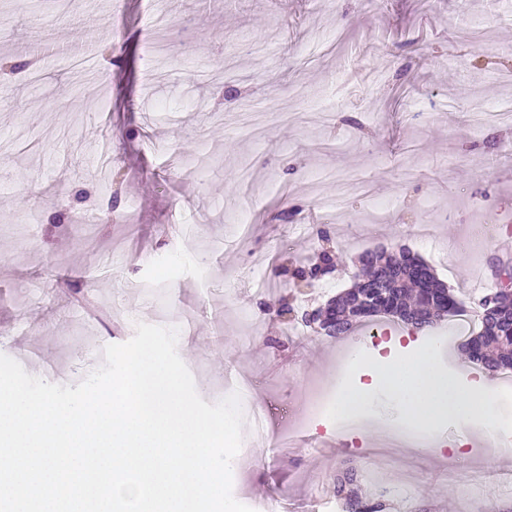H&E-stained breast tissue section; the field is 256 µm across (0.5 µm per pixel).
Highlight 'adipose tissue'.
<instances>
[{
  "label": "adipose tissue",
  "mask_w": 512,
  "mask_h": 512,
  "mask_svg": "<svg viewBox=\"0 0 512 512\" xmlns=\"http://www.w3.org/2000/svg\"><path fill=\"white\" fill-rule=\"evenodd\" d=\"M365 380H346L341 409L361 434L416 433L439 451L437 432L446 421L459 429L461 445L478 431L498 427L502 413L495 390L485 379L463 388L441 367L440 350L405 353L401 361H363Z\"/></svg>",
  "instance_id": "1"
}]
</instances>
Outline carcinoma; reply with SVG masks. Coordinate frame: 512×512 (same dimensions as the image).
<instances>
[{
	"label": "carcinoma",
	"mask_w": 512,
	"mask_h": 512,
	"mask_svg": "<svg viewBox=\"0 0 512 512\" xmlns=\"http://www.w3.org/2000/svg\"><path fill=\"white\" fill-rule=\"evenodd\" d=\"M363 274L354 286L335 296L334 336H346L365 325L366 319L392 317L418 331L432 328L438 322L462 312L463 304L441 282L429 295L412 274L401 270L395 255L366 250L359 258ZM493 303L499 317L480 319L473 336L466 339L468 358L490 375L512 371V292L498 291ZM343 512H385L386 501L377 494L360 491L358 473L347 470L336 478L333 486Z\"/></svg>",
	"instance_id": "1"
}]
</instances>
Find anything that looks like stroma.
I'll return each mask as SVG.
<instances>
[{
    "label": "stroma",
    "instance_id": "obj_1",
    "mask_svg": "<svg viewBox=\"0 0 512 512\" xmlns=\"http://www.w3.org/2000/svg\"><path fill=\"white\" fill-rule=\"evenodd\" d=\"M16 13L0 0V60L20 66L0 81V354L74 386L100 367L98 347L132 338L128 318L176 328L205 402L248 380L245 411L292 405L288 422L244 436L237 501L314 512L352 466L388 512H467L433 454L377 483V439L329 424L334 453L301 446L317 427L304 398L333 386L345 341L278 310L325 306L379 246L417 252L478 305L477 274L498 253L477 230L512 229V122L477 124L466 107L512 101V0H172L166 32L149 28L147 0H41L20 27ZM325 243L333 274L308 288L279 274ZM253 266L275 286L252 288ZM376 324L379 342L352 334L365 356L427 341Z\"/></svg>",
    "mask_w": 512,
    "mask_h": 512
}]
</instances>
